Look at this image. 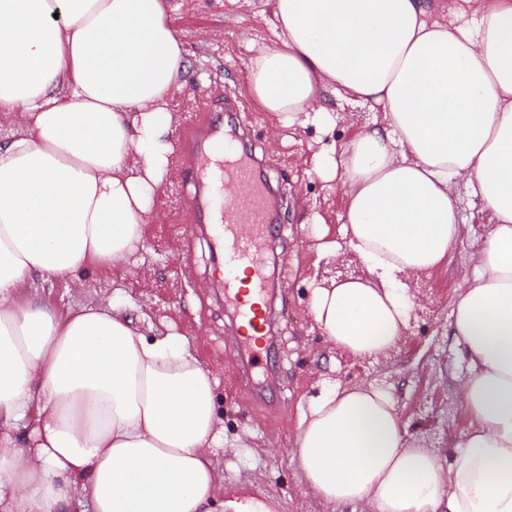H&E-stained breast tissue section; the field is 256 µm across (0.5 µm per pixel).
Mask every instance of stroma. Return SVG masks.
I'll list each match as a JSON object with an SVG mask.
<instances>
[{
	"label": "stroma",
	"mask_w": 512,
	"mask_h": 512,
	"mask_svg": "<svg viewBox=\"0 0 512 512\" xmlns=\"http://www.w3.org/2000/svg\"><path fill=\"white\" fill-rule=\"evenodd\" d=\"M174 26L189 52L183 98L173 105L176 120L167 140L172 146L170 173L155 202L143 249L125 266L106 273H83L82 287L45 283L42 296L58 312L111 297L133 315L147 316L153 333L173 329L185 336L200 362L218 378L216 402L228 439H240L235 453L217 451L214 462L225 482H250L277 495L281 512H320L317 500L300 483L289 454L302 408L315 375L340 384L372 383L388 388L415 435L450 457L470 423L457 401L456 378L467 359L451 328L459 288L475 266L474 253L488 230L487 219L466 196L457 205L461 237L445 263L419 288L420 307L411 328L380 362L331 348L316 328L311 292L322 277L346 274L348 263H327L315 238L323 226L339 232L346 197L341 184L326 186L312 170L311 155L321 146L344 145L372 128L369 106L325 93L336 125L323 134L316 124L278 127L275 115L258 111L247 93L250 58L272 45L264 12L266 0H172ZM216 102L231 103L245 128L250 148L263 160L266 177L278 190L279 237L268 254V275L276 296L288 300V318L275 321L268 351L250 379L239 376V346L230 310L219 283L210 230L200 228L211 203L188 208L196 184L182 171L195 159L197 131L217 123Z\"/></svg>",
	"instance_id": "stroma-1"
}]
</instances>
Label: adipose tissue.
I'll return each instance as SVG.
<instances>
[{"label":"adipose tissue","mask_w":512,"mask_h":512,"mask_svg":"<svg viewBox=\"0 0 512 512\" xmlns=\"http://www.w3.org/2000/svg\"><path fill=\"white\" fill-rule=\"evenodd\" d=\"M276 41L248 93L282 125H335L324 91L383 121L312 155L340 180L360 276L322 279L332 347L379 358L407 332L413 282L458 242L456 186L490 229L452 311L471 415L451 460L411 436L391 392L317 381L291 455L324 512H512V0H268ZM188 51L170 0H0V512H280L228 489L214 374L185 337H147L112 299L58 313L38 279L118 267L169 173Z\"/></svg>","instance_id":"adipose-tissue-1"}]
</instances>
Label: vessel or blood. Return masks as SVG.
<instances>
[{"label":"vessel or blood","mask_w":512,"mask_h":512,"mask_svg":"<svg viewBox=\"0 0 512 512\" xmlns=\"http://www.w3.org/2000/svg\"><path fill=\"white\" fill-rule=\"evenodd\" d=\"M221 160L198 161L191 175L207 185L223 205L210 216L219 227L215 244L224 254V294L227 305L244 323L241 343L250 349L262 340L268 323L260 301L266 293L263 253L276 225L268 185L257 175L248 157L236 152L231 141L219 146ZM245 270L247 284L235 273Z\"/></svg>","instance_id":"obj_1"}]
</instances>
